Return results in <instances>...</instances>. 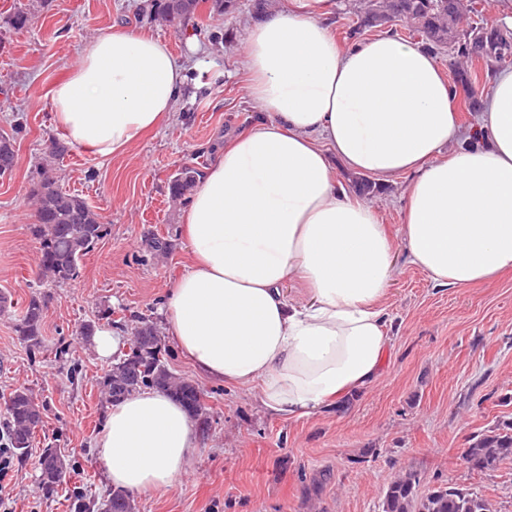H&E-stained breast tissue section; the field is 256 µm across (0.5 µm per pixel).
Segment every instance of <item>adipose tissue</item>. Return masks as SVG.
Returning <instances> with one entry per match:
<instances>
[{"instance_id":"adipose-tissue-1","label":"adipose tissue","mask_w":512,"mask_h":512,"mask_svg":"<svg viewBox=\"0 0 512 512\" xmlns=\"http://www.w3.org/2000/svg\"><path fill=\"white\" fill-rule=\"evenodd\" d=\"M334 0H290L253 19L246 92L260 111L201 177L182 214L190 265L169 290L171 341L211 380L259 389L294 417L367 390L389 340L381 300L394 244L352 197L335 163L380 182L407 174L400 236L411 265L441 288L512 270V69L483 94L475 139L435 55L396 31L344 47ZM187 82L167 44L125 25L84 43L50 94L55 129L107 158L172 115ZM458 142L448 151L450 142ZM306 288L291 301L292 283ZM112 487L174 489L198 448L195 420L144 389L110 406L94 442Z\"/></svg>"}]
</instances>
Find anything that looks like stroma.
Returning <instances> with one entry per match:
<instances>
[{"instance_id":"1","label":"stroma","mask_w":512,"mask_h":512,"mask_svg":"<svg viewBox=\"0 0 512 512\" xmlns=\"http://www.w3.org/2000/svg\"><path fill=\"white\" fill-rule=\"evenodd\" d=\"M235 0L225 13L203 0L182 29L157 18L152 0H0V133L15 132L16 164L0 178V291L12 304L0 311V398L26 389L45 407L42 430L26 457H13L1 482L12 512H70V491L88 497L110 485L93 448L108 413L102 381L111 360L100 359L83 324L131 336L139 322L163 327L167 293L189 262L181 215L190 198L173 199L170 182L185 166L204 171L215 149L258 118L245 94L242 46L257 2ZM28 13L26 27L9 18ZM125 24L161 38L188 61L189 80L171 119L103 159L77 146L54 161L63 190L84 198L103 218V237L79 264L77 278L55 286L37 278L38 243L27 191L51 141L49 93L77 64L84 43ZM336 178L377 208L397 233L409 176L374 193L356 176ZM169 243L166 254L153 239ZM48 300L39 348L15 331L31 295ZM388 354L367 391L302 417L268 411L258 391L200 376L170 339L167 365L199 388L198 454L167 493L133 495L136 512H379L383 491L398 472L417 471L420 492L439 484L476 488L498 512H512V461L487 474L460 460L470 439L512 422V273L470 288H438L397 249L387 296ZM64 449L70 469L57 492L43 489L38 458Z\"/></svg>"}]
</instances>
